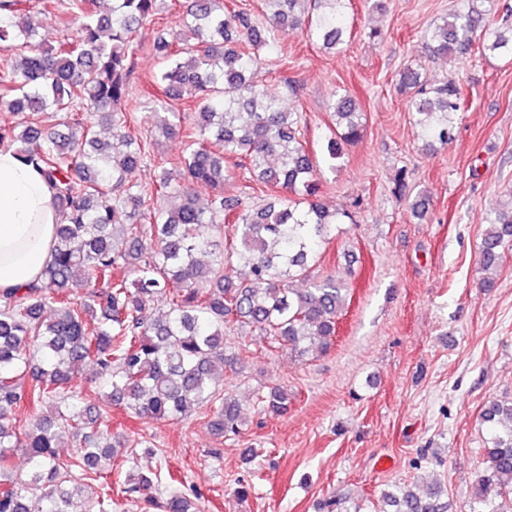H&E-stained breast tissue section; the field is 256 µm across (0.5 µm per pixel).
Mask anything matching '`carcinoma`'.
Listing matches in <instances>:
<instances>
[{
  "label": "carcinoma",
  "mask_w": 512,
  "mask_h": 512,
  "mask_svg": "<svg viewBox=\"0 0 512 512\" xmlns=\"http://www.w3.org/2000/svg\"><path fill=\"white\" fill-rule=\"evenodd\" d=\"M478 0L433 24L432 54L468 55L483 20ZM351 0H262V15L225 0H189L182 35L160 37L158 80L162 97L133 95L134 60L144 48L142 30L166 0H41L38 18L23 0H0V147L35 166L50 184L59 212L50 261L40 279L17 293L0 294V512H69L73 496L87 512H112L109 411L82 406L75 382L92 361L112 388V401L133 415L181 421L199 409L209 427L237 436L244 427L239 405L224 396V378L237 358L224 350V329L247 327L279 348L305 357L325 352L336 338L348 289L328 275L310 281L311 269L351 219L316 199L320 169L305 138L299 112L283 108L259 79L278 36L289 29L334 50L345 41ZM76 36L56 46L38 39L45 20ZM485 54H512V18L488 38ZM411 90L408 110L431 146L451 139L452 116L462 108L461 84L429 87L417 68L403 70ZM172 101L194 106L195 123L182 125ZM167 137L181 139L176 159L158 157L148 139L126 130L130 112ZM331 160L359 142L364 113L349 94L329 102ZM112 127L101 137L88 112ZM47 112L65 113L61 128L43 125ZM157 171L148 187L129 179L141 167ZM239 179V194L224 183ZM258 182L279 192L252 209L241 208ZM212 189L200 202L197 185ZM512 249V200L488 218L479 252L484 271H495ZM214 256L204 264L198 255ZM246 276L231 274L233 261ZM308 281L307 288L293 283ZM294 395L275 387L261 396L266 411L288 413ZM52 417H30L42 405ZM490 437L482 453L472 512H494L512 490V400L491 401L481 413ZM28 448L30 468L16 474L11 449ZM158 468L125 475L123 493L141 495L162 512H197L200 493L169 474L173 489L163 501L144 495L159 482ZM381 512H447L437 485L420 492L395 484L381 492ZM319 512H360L342 498L318 504Z\"/></svg>",
  "instance_id": "1"
}]
</instances>
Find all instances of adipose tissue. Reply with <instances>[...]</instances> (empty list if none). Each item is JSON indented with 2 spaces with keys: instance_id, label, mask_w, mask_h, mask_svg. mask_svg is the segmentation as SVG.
Instances as JSON below:
<instances>
[{
  "instance_id": "ef3b65f1",
  "label": "adipose tissue",
  "mask_w": 512,
  "mask_h": 512,
  "mask_svg": "<svg viewBox=\"0 0 512 512\" xmlns=\"http://www.w3.org/2000/svg\"><path fill=\"white\" fill-rule=\"evenodd\" d=\"M58 221L42 173L0 148V291L28 287L40 277Z\"/></svg>"
}]
</instances>
